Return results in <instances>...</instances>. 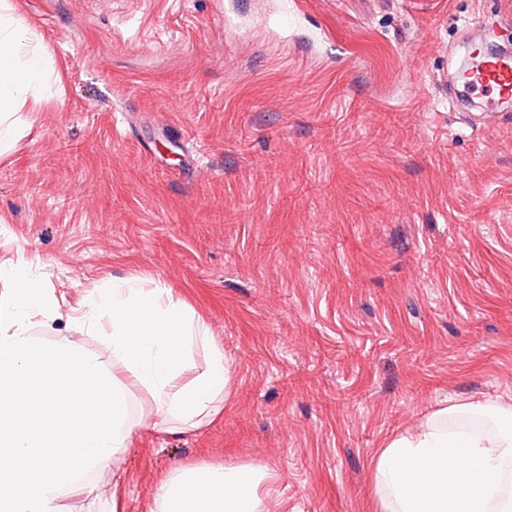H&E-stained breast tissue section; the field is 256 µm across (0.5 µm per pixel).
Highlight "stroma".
I'll return each instance as SVG.
<instances>
[{
  "label": "stroma",
  "instance_id": "1",
  "mask_svg": "<svg viewBox=\"0 0 512 512\" xmlns=\"http://www.w3.org/2000/svg\"><path fill=\"white\" fill-rule=\"evenodd\" d=\"M302 2L283 42L271 0H13L59 79L0 155V257L70 300L161 280L234 373L221 420L119 453L122 512L199 457L273 465L269 512H373L377 448L512 398V107L448 93L512 0ZM112 473L64 512H109Z\"/></svg>",
  "mask_w": 512,
  "mask_h": 512
}]
</instances>
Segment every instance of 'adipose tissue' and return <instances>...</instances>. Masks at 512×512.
Instances as JSON below:
<instances>
[{
	"mask_svg": "<svg viewBox=\"0 0 512 512\" xmlns=\"http://www.w3.org/2000/svg\"><path fill=\"white\" fill-rule=\"evenodd\" d=\"M53 73L41 33L0 0V153ZM0 280V512H60L61 497L108 469L135 433L184 435L223 416L231 364L207 315L165 283L116 280L72 305L31 263L0 261ZM58 321L71 340L40 344L34 327ZM84 336L103 337L105 353L88 352ZM135 389L147 394L137 412ZM277 479L267 463L187 462L159 479L153 512H268ZM370 483L376 512H512V401L441 408L375 452Z\"/></svg>",
	"mask_w": 512,
	"mask_h": 512,
	"instance_id": "ef3b65f1",
	"label": "adipose tissue"
}]
</instances>
